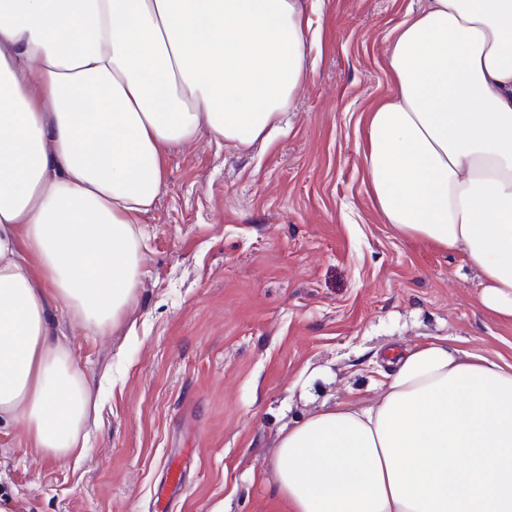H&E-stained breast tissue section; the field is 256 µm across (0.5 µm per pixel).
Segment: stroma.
Segmentation results:
<instances>
[{
    "label": "stroma",
    "instance_id": "stroma-1",
    "mask_svg": "<svg viewBox=\"0 0 512 512\" xmlns=\"http://www.w3.org/2000/svg\"><path fill=\"white\" fill-rule=\"evenodd\" d=\"M424 0H321L312 74L288 131L256 149L200 136L173 152L127 324L54 321L100 407L62 461L0 427L14 512H157L167 462L193 449L166 512H289L267 475L279 430L373 396L387 352L435 336L512 363V324L477 305L464 255L399 235L365 183L358 121L392 85L390 33Z\"/></svg>",
    "mask_w": 512,
    "mask_h": 512
}]
</instances>
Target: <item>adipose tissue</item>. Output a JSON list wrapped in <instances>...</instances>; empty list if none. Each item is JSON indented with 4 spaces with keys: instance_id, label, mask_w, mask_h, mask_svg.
Here are the masks:
<instances>
[{
    "instance_id": "ef3b65f1",
    "label": "adipose tissue",
    "mask_w": 512,
    "mask_h": 512,
    "mask_svg": "<svg viewBox=\"0 0 512 512\" xmlns=\"http://www.w3.org/2000/svg\"><path fill=\"white\" fill-rule=\"evenodd\" d=\"M306 0H0V424L86 451L98 403L57 335L117 328L142 216L200 135L279 132L312 68ZM393 92L366 113L371 198L401 235L463 253L512 323V0H428L393 30ZM376 399L281 429L290 512H512V364L436 336L396 352Z\"/></svg>"
}]
</instances>
